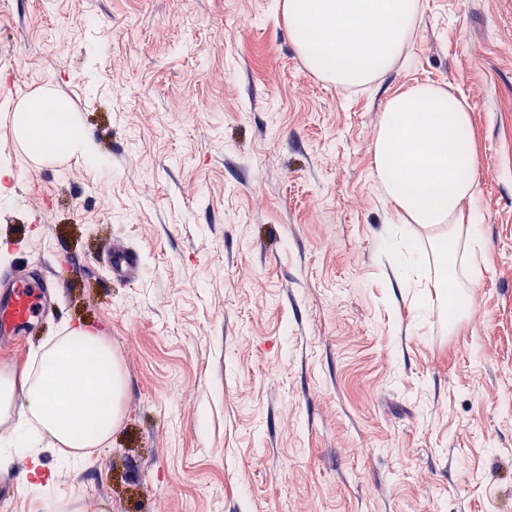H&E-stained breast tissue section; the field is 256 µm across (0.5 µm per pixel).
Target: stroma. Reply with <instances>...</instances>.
<instances>
[{"mask_svg": "<svg viewBox=\"0 0 512 512\" xmlns=\"http://www.w3.org/2000/svg\"><path fill=\"white\" fill-rule=\"evenodd\" d=\"M364 87L304 65L276 0H0V273L46 272L44 315L0 344L22 373L67 325L126 381L88 463L44 449L80 512H512V0H421ZM453 90L476 135L469 309L431 257L405 282L374 176L388 99ZM53 87L104 163L37 160L16 105ZM136 248L113 281L103 249ZM25 459L0 512H37Z\"/></svg>", "mask_w": 512, "mask_h": 512, "instance_id": "35a3bbf8", "label": "stroma"}]
</instances>
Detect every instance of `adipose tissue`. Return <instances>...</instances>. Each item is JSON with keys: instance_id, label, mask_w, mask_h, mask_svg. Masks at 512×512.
Segmentation results:
<instances>
[{"instance_id": "obj_1", "label": "adipose tissue", "mask_w": 512, "mask_h": 512, "mask_svg": "<svg viewBox=\"0 0 512 512\" xmlns=\"http://www.w3.org/2000/svg\"><path fill=\"white\" fill-rule=\"evenodd\" d=\"M288 32L311 72L342 88L368 84L402 56L421 0H280ZM59 97L45 88L11 114L13 132L29 152L100 158L73 113L55 112ZM374 172L386 200L405 223L447 230L436 248L451 311H463L464 271L448 241L479 239L471 114L452 90L418 83L392 95L373 142ZM123 376L96 332L64 327L34 355L23 378L0 373V415L14 417L0 437V465L12 457L37 460L43 447L61 448L69 466L106 444L122 417Z\"/></svg>"}]
</instances>
